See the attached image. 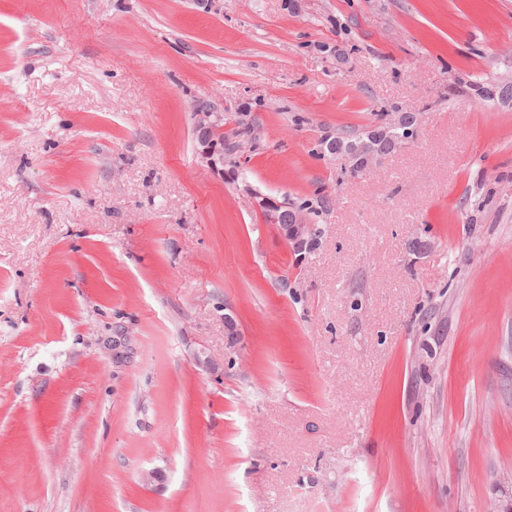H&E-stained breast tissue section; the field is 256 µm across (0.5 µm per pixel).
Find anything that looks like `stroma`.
<instances>
[{"instance_id": "35a3bbf8", "label": "stroma", "mask_w": 512, "mask_h": 512, "mask_svg": "<svg viewBox=\"0 0 512 512\" xmlns=\"http://www.w3.org/2000/svg\"><path fill=\"white\" fill-rule=\"evenodd\" d=\"M510 81L512 0H0V512L511 507ZM193 112L200 157L209 168L222 171L219 166H224V117L207 104L196 105ZM287 220L289 224L281 225L284 231V238L294 250L300 251L311 238L315 230L314 224H310L305 212L301 209H296V207L282 214V223H285Z\"/></svg>"}]
</instances>
